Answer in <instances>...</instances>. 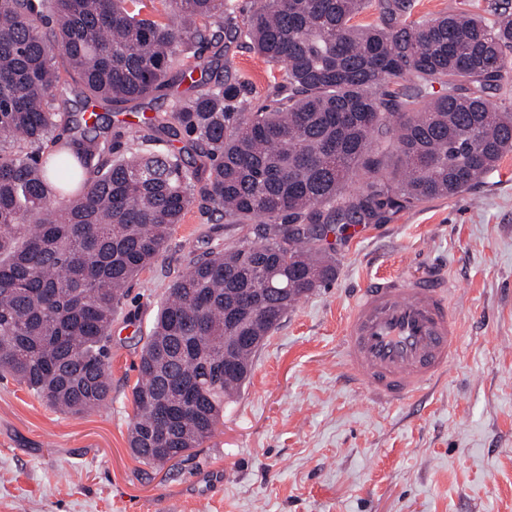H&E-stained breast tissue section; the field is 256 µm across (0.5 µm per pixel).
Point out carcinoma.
Returning a JSON list of instances; mask_svg holds the SVG:
<instances>
[{
    "label": "carcinoma",
    "mask_w": 512,
    "mask_h": 512,
    "mask_svg": "<svg viewBox=\"0 0 512 512\" xmlns=\"http://www.w3.org/2000/svg\"><path fill=\"white\" fill-rule=\"evenodd\" d=\"M376 1L378 22L353 23ZM412 8L257 0L244 33L286 97L256 108L248 81L213 78L199 52L224 50L236 0H0V378L67 414L107 403L112 324L198 196L253 228L188 251L141 349L128 442L153 464L200 447L266 338L336 279L332 225L460 194L512 151V112L494 101L508 3L493 20ZM188 79L206 90L120 131L98 112Z\"/></svg>",
    "instance_id": "1"
}]
</instances>
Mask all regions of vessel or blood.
<instances>
[{
    "label": "vessel or blood",
    "mask_w": 512,
    "mask_h": 512,
    "mask_svg": "<svg viewBox=\"0 0 512 512\" xmlns=\"http://www.w3.org/2000/svg\"><path fill=\"white\" fill-rule=\"evenodd\" d=\"M451 286L436 273L367 282L343 326L347 372L380 403L416 400L447 371L460 350L461 315Z\"/></svg>",
    "instance_id": "b4317fda"
}]
</instances>
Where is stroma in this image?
<instances>
[{"instance_id": "obj_1", "label": "stroma", "mask_w": 512, "mask_h": 512, "mask_svg": "<svg viewBox=\"0 0 512 512\" xmlns=\"http://www.w3.org/2000/svg\"><path fill=\"white\" fill-rule=\"evenodd\" d=\"M215 75L278 99L275 66L243 38L206 50ZM244 224L191 206L136 278L112 327V398L82 416L0 380V512H512V153L454 197L337 225L336 279L303 298L254 359L213 435L157 465L128 445L142 339L189 248L236 241ZM437 269L454 283L462 349L421 406L377 407L348 380L342 322L370 278Z\"/></svg>"}]
</instances>
